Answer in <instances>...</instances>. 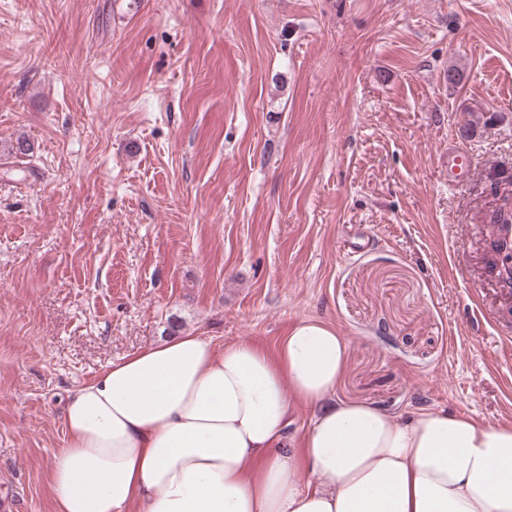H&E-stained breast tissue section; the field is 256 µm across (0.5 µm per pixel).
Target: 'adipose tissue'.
<instances>
[{
    "label": "adipose tissue",
    "instance_id": "obj_1",
    "mask_svg": "<svg viewBox=\"0 0 512 512\" xmlns=\"http://www.w3.org/2000/svg\"><path fill=\"white\" fill-rule=\"evenodd\" d=\"M347 350L309 318L272 355L180 333L109 363L67 396L57 512H512V427L337 400ZM311 410L303 405H294L288 434L293 438L294 448L302 449V437L311 421Z\"/></svg>",
    "mask_w": 512,
    "mask_h": 512
}]
</instances>
